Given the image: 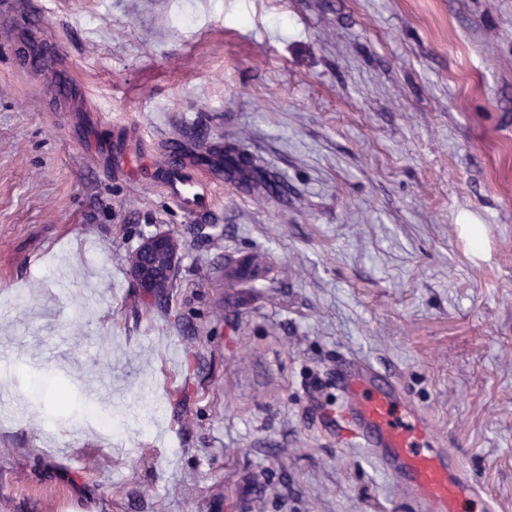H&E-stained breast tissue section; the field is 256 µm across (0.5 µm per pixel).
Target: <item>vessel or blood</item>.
Returning <instances> with one entry per match:
<instances>
[{"mask_svg":"<svg viewBox=\"0 0 512 512\" xmlns=\"http://www.w3.org/2000/svg\"><path fill=\"white\" fill-rule=\"evenodd\" d=\"M101 146L113 158L117 172L132 174L143 185L159 184L183 213L202 215L214 208V181L202 176L200 164L184 158L177 145L169 146L164 166L133 171L127 166L130 153L122 139L114 135ZM348 393L360 425L359 431L346 432L348 443L370 449L388 476L405 475L408 493L422 512H461L465 486L445 458L429 448L426 423L399 416L391 391L366 388L362 376L349 379Z\"/></svg>","mask_w":512,"mask_h":512,"instance_id":"obj_1","label":"vessel or blood"}]
</instances>
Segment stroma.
Returning <instances> with one entry per match:
<instances>
[{"mask_svg":"<svg viewBox=\"0 0 512 512\" xmlns=\"http://www.w3.org/2000/svg\"><path fill=\"white\" fill-rule=\"evenodd\" d=\"M99 114L131 165L210 154L212 212L89 168ZM249 254L268 281L225 287ZM353 359L484 490L465 512H512V0L6 6L0 512H415L340 441ZM132 278L141 296L148 302L164 296L170 288L178 264V246L174 237L165 231L143 239L130 258Z\"/></svg>","mask_w":512,"mask_h":512,"instance_id":"35a3bbf8","label":"stroma"}]
</instances>
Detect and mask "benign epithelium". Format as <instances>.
<instances>
[{
  "label": "benign epithelium",
  "mask_w": 512,
  "mask_h": 512,
  "mask_svg": "<svg viewBox=\"0 0 512 512\" xmlns=\"http://www.w3.org/2000/svg\"><path fill=\"white\" fill-rule=\"evenodd\" d=\"M140 261L131 270L136 288L144 300L152 302L166 294L178 264V246L165 231L143 239L137 249Z\"/></svg>",
  "instance_id": "1"
}]
</instances>
